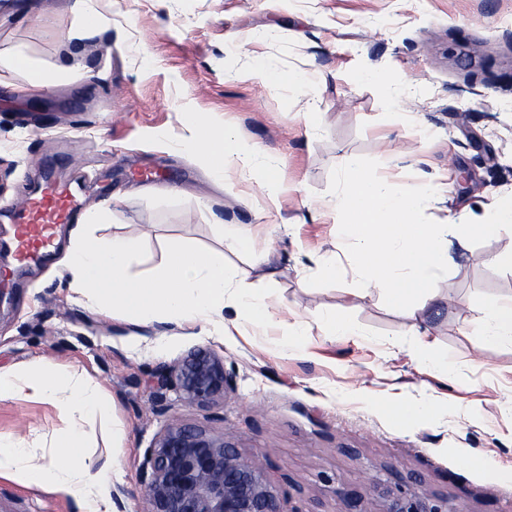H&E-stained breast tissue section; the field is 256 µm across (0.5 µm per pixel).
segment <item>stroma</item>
<instances>
[{"instance_id": "1", "label": "stroma", "mask_w": 512, "mask_h": 512, "mask_svg": "<svg viewBox=\"0 0 512 512\" xmlns=\"http://www.w3.org/2000/svg\"><path fill=\"white\" fill-rule=\"evenodd\" d=\"M0 53L25 51L69 66L52 93L25 91L21 74L0 70V241L12 213L51 178L79 189L84 207L107 203L109 238L139 225L131 270L159 267L173 238L223 250L237 281L307 324L303 352L281 331L227 337L175 324L138 325L74 299L59 264L69 226L40 261L16 264L0 248V368L35 359L86 370L100 382L124 435L108 440L86 425L90 446L111 447L117 512H144L145 451L167 426L194 422L232 437L264 461L285 512H337V491L378 502L375 481L408 483L466 512H512V345L486 347L473 324L480 299L512 294V224L475 238L432 285L433 312L392 309L383 291L363 296L356 277L331 279L319 262L335 251L344 221L343 179L356 159L366 178L431 191L418 224H468L489 216L512 191V0H112L108 27L76 38L71 0H7ZM302 74L286 85L263 80L255 58ZM312 104L316 123L304 116ZM239 134L283 164L271 205L248 176L218 184L187 146L184 116ZM150 179H143V172ZM327 205L314 214L313 203ZM221 224L252 230L244 251L223 249ZM272 253L276 280L255 257ZM336 312L360 333L323 335L316 316ZM426 343L449 375L413 362ZM223 356L235 390L223 402L190 406L175 391L156 399L151 375L190 350ZM430 406L404 423L395 407ZM27 423L28 442L59 438L57 408L0 401V433ZM483 456L475 467L467 459ZM0 512H73L69 501L0 477Z\"/></svg>"}]
</instances>
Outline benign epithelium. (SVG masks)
I'll list each match as a JSON object with an SVG mask.
<instances>
[{
	"label": "benign epithelium",
	"instance_id": "7a95c632",
	"mask_svg": "<svg viewBox=\"0 0 512 512\" xmlns=\"http://www.w3.org/2000/svg\"><path fill=\"white\" fill-rule=\"evenodd\" d=\"M171 388L184 403L208 407L233 391V377L223 357L198 348L156 368L157 398ZM142 488L145 512H284L266 465L199 424H173L155 437L142 465ZM371 491L377 512H465L448 506L445 497L417 494L401 483H375ZM338 499V512H369L355 489L339 491Z\"/></svg>",
	"mask_w": 512,
	"mask_h": 512
}]
</instances>
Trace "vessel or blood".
<instances>
[{
	"label": "vessel or blood",
	"instance_id": "1",
	"mask_svg": "<svg viewBox=\"0 0 512 512\" xmlns=\"http://www.w3.org/2000/svg\"><path fill=\"white\" fill-rule=\"evenodd\" d=\"M78 207L70 186L60 182L47 183L27 197L16 213L12 238L19 261L43 257L54 245L55 226L73 223Z\"/></svg>",
	"mask_w": 512,
	"mask_h": 512
}]
</instances>
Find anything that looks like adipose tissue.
I'll list each match as a JSON object with an SVG mask.
<instances>
[{
	"label": "adipose tissue",
	"instance_id": "ef3b65f1",
	"mask_svg": "<svg viewBox=\"0 0 512 512\" xmlns=\"http://www.w3.org/2000/svg\"><path fill=\"white\" fill-rule=\"evenodd\" d=\"M0 65L24 71L26 87L33 93H49L61 85L63 68L42 65L23 51L0 56ZM193 129L191 150L203 160L216 182L227 180L238 166L255 165L257 187L275 197L280 184V161H259L257 153L241 149L237 133L199 123L189 117ZM343 199L348 219L339 226L343 252L330 256L324 275L358 276L364 292L383 290L398 309L417 306L426 311L432 301L431 286L447 271L453 245H465L472 237L496 236L501 225L512 223V195L497 205L495 222L466 225L455 233L452 225L414 223L413 214L428 206L432 195L405 187L362 178L357 163H349ZM138 237L130 233L109 240L79 230L70 239L66 267L78 298L108 307L113 317L139 324L177 323L210 325L217 333L248 327L260 332L285 328L286 350L299 349L301 321H287L252 289L237 283L224 264L220 250H202L194 239L178 238L166 245L167 260L159 271L134 276L129 272ZM236 316L225 321V308ZM488 345L512 343V297L483 301L477 319ZM37 398L51 402L59 412L64 438L51 448L35 451L21 434H0V476L19 485L42 488L68 499L75 512H114L112 456L92 459L82 445L84 425L102 418L107 436L119 435L109 415L110 402L102 387L84 372L57 373L38 360L0 368V401Z\"/></svg>",
	"mask_w": 512,
	"mask_h": 512
}]
</instances>
